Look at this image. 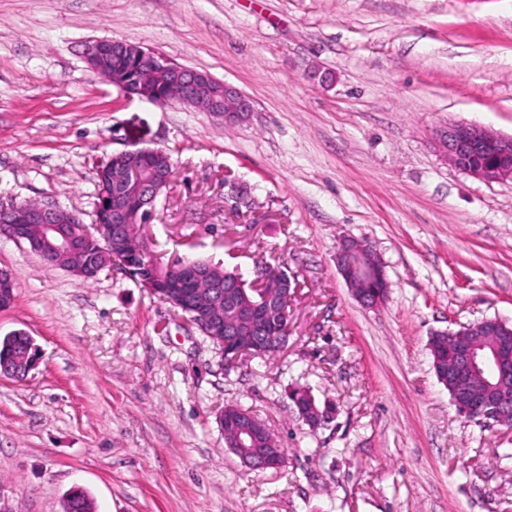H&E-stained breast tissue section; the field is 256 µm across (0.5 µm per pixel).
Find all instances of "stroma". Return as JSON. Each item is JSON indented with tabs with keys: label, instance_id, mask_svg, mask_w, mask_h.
<instances>
[{
	"label": "stroma",
	"instance_id": "obj_1",
	"mask_svg": "<svg viewBox=\"0 0 512 512\" xmlns=\"http://www.w3.org/2000/svg\"><path fill=\"white\" fill-rule=\"evenodd\" d=\"M98 39L207 71L254 110L228 125L126 97L86 62ZM459 123L512 136V0H0V206L92 223L100 160L161 148L157 252L249 281L283 264L295 285L287 350L227 369L122 275L87 283L0 238V338L39 352L0 377V512H64L75 488L93 512H512V432L460 418L429 351L434 332L512 322V182L447 159L436 132ZM345 238L384 263L381 305L338 273ZM296 387L334 420L305 424ZM228 401L286 467L226 447Z\"/></svg>",
	"mask_w": 512,
	"mask_h": 512
}]
</instances>
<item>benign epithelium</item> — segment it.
Wrapping results in <instances>:
<instances>
[{
	"mask_svg": "<svg viewBox=\"0 0 512 512\" xmlns=\"http://www.w3.org/2000/svg\"><path fill=\"white\" fill-rule=\"evenodd\" d=\"M134 59L142 69L136 82L128 80L126 71L112 66V58ZM89 68L103 76L123 95L167 103L174 99L182 104L206 112L224 115V123L235 124L254 111L252 102L241 92L207 72L197 71L172 62L166 56L123 41L99 39L86 49ZM448 159L468 175L486 182L512 180V136L505 137L488 129L469 124H455L437 133ZM487 151L491 160L483 165L463 163L470 153ZM171 179L122 163L115 167L112 184L114 192L102 196L99 209L105 211V223L86 227L80 217L53 203H29L1 207L0 213H9L12 221L0 225V237L26 242L24 225L39 224L46 228L47 238L42 249H32L43 261L59 264L65 253L78 246L89 230L114 244L123 240L129 225H140L139 249L149 260L173 273L178 291L163 302L178 309L195 289L203 286L210 303L224 304V324L218 325L224 336V366L234 367L254 358L271 347H280L285 339L270 331L272 321L287 315L295 288L288 273L271 271L259 266L255 278L247 282L238 275L224 274L216 278L211 269L195 262L165 263L155 251V243L147 232L154 220L157 204ZM337 269L366 307H374L384 297L371 298L362 287L378 279L388 287L384 264L373 255L367 240L343 239L336 251ZM499 333L491 341H481L470 333H448V368L442 370L441 380L448 388L451 403L457 413L470 422L512 429V399L491 394L494 385L512 382V328L501 318H486L478 332ZM29 359L19 366H0V375L22 379L37 363L33 340H28ZM220 430L227 447L240 452L239 459L250 470H278L282 467L278 450L256 448L258 436L268 430L265 422L241 407L232 412H220Z\"/></svg>",
	"mask_w": 512,
	"mask_h": 512,
	"instance_id": "7a95c632",
	"label": "benign epithelium"
}]
</instances>
